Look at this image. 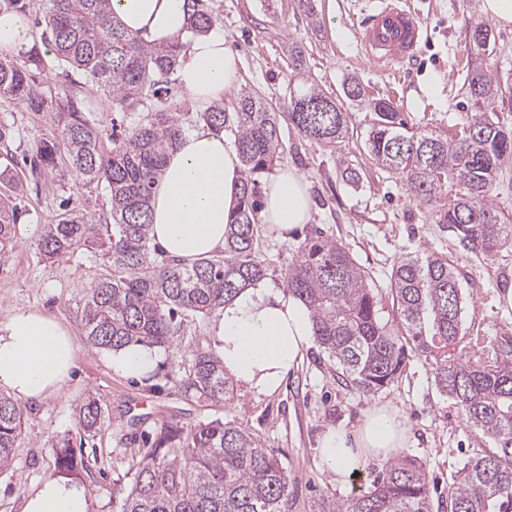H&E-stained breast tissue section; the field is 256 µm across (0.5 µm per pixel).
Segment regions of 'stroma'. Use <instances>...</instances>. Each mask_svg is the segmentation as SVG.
<instances>
[{
    "mask_svg": "<svg viewBox=\"0 0 512 512\" xmlns=\"http://www.w3.org/2000/svg\"><path fill=\"white\" fill-rule=\"evenodd\" d=\"M366 0H311L306 13L299 0H209L215 30L224 34L240 61L236 93L223 105L233 109L240 94L259 95L273 112L287 111L290 95L303 82L315 84L336 100L348 122L340 144L326 145L305 137L290 122L280 124L281 166L305 176L314 210L309 224L291 239L280 240L259 226L257 255L267 280L283 287L284 273L299 246L315 232L342 243L369 275L379 299L390 289L393 265L405 255L432 251L451 254L459 272L465 309L459 343L464 354L478 358L491 339L512 336V307L504 302L512 290V248L482 255L464 251L440 221L441 205L463 193L462 185L446 184L435 205L417 202L405 181L379 166L369 155L366 131L371 114L344 95L349 80L358 79L369 98L390 101L409 127L444 138L459 137L472 104L463 86L471 28L485 22L482 0H412L423 15L428 40L413 65L387 75L370 66L355 39V27ZM488 63L502 93L484 113L512 130V26L490 25ZM302 52L294 68L291 46ZM44 81L52 88L76 92L87 118L105 133H120L141 119L137 112L112 111L103 93L80 72L64 73L52 54L44 56ZM12 136L0 144V193L23 187L17 202L23 216L16 226L15 247L0 263V320L18 308L53 315L80 338V350L62 395L22 401L23 432L13 460L0 471V512H21L24 497L47 475L56 473L53 449L69 438L82 446L87 469L73 473L91 502L92 512H119L130 487L133 465L144 434L161 424L186 428L221 420L241 425L282 464L288 476V512H311L320 498L342 502L368 490L385 468L366 461L346 487H337L320 463L317 443L328 426L353 427L372 406L396 407L409 430L405 455L424 465L435 512H444L453 482L468 462L491 442L466 421L454 402L437 389L431 362L417 356L390 387L367 394L343 381L335 361L311 346L272 395H258L236 386L234 400L212 402L184 396L178 380L196 347L211 348L210 318L183 320L176 341L159 350L155 371L144 379L113 372L110 354L85 342L80 319L86 294L105 277L98 251L78 248L63 259L43 257L37 242L44 225L81 212L103 221L110 210L104 185L86 183L65 158L31 168L23 156H36L55 131L43 114L0 96V126ZM355 169L359 183L346 180L344 168ZM100 396L106 417L92 438H84L76 412L89 393Z\"/></svg>",
    "mask_w": 512,
    "mask_h": 512,
    "instance_id": "stroma-1",
    "label": "stroma"
}]
</instances>
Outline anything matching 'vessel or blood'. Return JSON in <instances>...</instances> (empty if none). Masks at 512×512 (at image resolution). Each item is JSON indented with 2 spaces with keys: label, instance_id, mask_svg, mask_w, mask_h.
Returning <instances> with one entry per match:
<instances>
[{
  "label": "vessel or blood",
  "instance_id": "obj_1",
  "mask_svg": "<svg viewBox=\"0 0 512 512\" xmlns=\"http://www.w3.org/2000/svg\"><path fill=\"white\" fill-rule=\"evenodd\" d=\"M424 22L408 0H371L355 28L364 56L383 71H397L416 56Z\"/></svg>",
  "mask_w": 512,
  "mask_h": 512
}]
</instances>
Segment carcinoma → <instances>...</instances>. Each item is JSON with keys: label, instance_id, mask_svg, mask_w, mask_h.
I'll use <instances>...</instances> for the list:
<instances>
[{"label": "carcinoma", "instance_id": "obj_1", "mask_svg": "<svg viewBox=\"0 0 512 512\" xmlns=\"http://www.w3.org/2000/svg\"><path fill=\"white\" fill-rule=\"evenodd\" d=\"M192 35L208 32L214 19L206 0H184ZM58 67L79 70L108 95L113 110L145 112L122 137L104 136L90 124L75 96L46 93L37 81L44 58L36 47L22 61L0 59V96L41 112L58 132L41 158L61 153L84 180L105 185L110 219L95 224L82 213L46 224L40 254L63 259L81 246L99 250L112 273L90 289L82 325L96 348L131 343L169 346L188 316H209L251 281L266 275L256 255V217L262 208L254 175L273 167L282 153L280 114L256 96L243 95L234 111L215 105L194 116L195 125L234 136L244 166L238 205L225 228L224 253L190 265L158 264L149 234L153 185L167 155L183 134L177 103L167 87L185 44H157L122 27L111 0H45L35 19ZM471 66L465 84L477 89L481 107L500 92L487 63L489 29L477 24L469 36ZM366 144L378 164L396 171L413 198L437 201L450 180L468 193L443 208L440 221L463 249L490 254L512 246V225L488 199L504 160L512 157V133L484 114L466 117L457 139L411 132L394 107L370 102ZM288 120L305 136L339 144L348 132L346 116L314 84L291 96ZM17 195H0V259L15 246ZM390 298L400 327L380 317L368 275L343 245L321 234L311 238L285 274L287 290L311 310L315 342L336 361L342 376L365 393L393 384L414 353L433 357L434 381L461 409L467 422L493 441L473 458L455 482L448 512H512V337L489 342L491 361H471L457 351L464 310L454 262L445 253L407 255L392 268ZM179 388L187 397L229 401L234 384L215 354L196 349ZM21 406L0 394V469L11 462L22 433ZM85 435L105 417L98 397L87 396L77 412ZM134 465L132 487L122 512H284L288 479L261 440L222 421L191 428L164 424L145 442ZM55 462L84 463L70 441L58 443ZM428 480L417 460L403 456L379 474L372 488L343 503L321 499L313 512H433Z\"/></svg>", "mask_w": 512, "mask_h": 512}]
</instances>
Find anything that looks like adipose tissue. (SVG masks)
Returning a JSON list of instances; mask_svg holds the SVG:
<instances>
[{
    "mask_svg": "<svg viewBox=\"0 0 512 512\" xmlns=\"http://www.w3.org/2000/svg\"><path fill=\"white\" fill-rule=\"evenodd\" d=\"M112 7L128 30L151 42L188 40L177 77L199 109L221 102L236 86L238 59L225 47L223 33L188 37L183 0H112ZM242 179L239 154L223 133L184 132L153 187V243L188 265L223 252L224 228ZM311 219L307 180L294 169H280L265 184L261 222L286 241ZM210 335L225 372L248 390L270 395L313 345L314 325L301 300L258 280L225 303L211 321ZM76 354L75 336L57 318L15 309L0 321V389L30 401L63 394ZM157 363L156 350L140 344L111 353L113 371L124 377L147 376ZM407 440L401 414L389 405L375 406L354 429L328 427L319 440V458L343 487L366 459H390ZM22 512H91V503L78 482L49 476L25 497Z\"/></svg>",
    "mask_w": 512,
    "mask_h": 512,
    "instance_id": "ef3b65f1",
    "label": "adipose tissue"
}]
</instances>
